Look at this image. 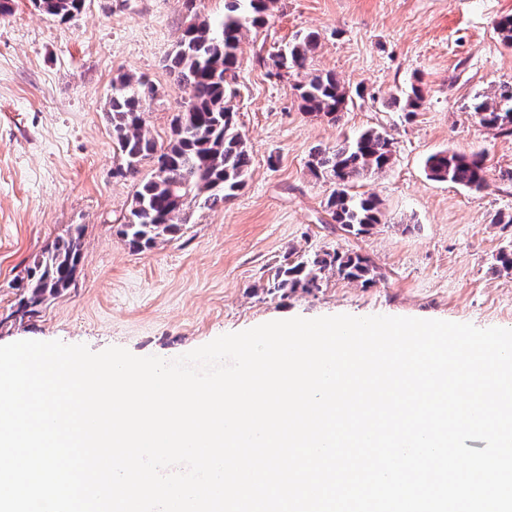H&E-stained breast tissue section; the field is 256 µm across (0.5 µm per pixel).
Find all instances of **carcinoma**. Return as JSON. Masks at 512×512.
Listing matches in <instances>:
<instances>
[{"instance_id":"cac0c4a2","label":"carcinoma","mask_w":512,"mask_h":512,"mask_svg":"<svg viewBox=\"0 0 512 512\" xmlns=\"http://www.w3.org/2000/svg\"><path fill=\"white\" fill-rule=\"evenodd\" d=\"M275 0H224L219 20L194 15L183 31L165 68L178 88L188 94L174 114L166 144L157 145L144 130L146 101L156 95L146 77L123 73L112 80L108 117L122 164L116 174L136 177L140 164L149 160L154 172L140 180L129 216L119 225V234L138 251L169 240L186 223V209L195 205L213 209L237 195L247 184L251 158L237 124L233 87L238 67V48L249 32L267 23ZM42 13L61 21L79 15L85 0H32ZM314 31L298 33L288 46L270 56L275 75L281 71L306 70L318 46ZM302 111L310 116L336 121L353 97L361 96L336 74L307 73L294 85ZM425 100L422 82L393 98L405 112L420 111ZM472 110L479 122L504 135H512V85L499 88L494 99L476 101ZM394 143L382 131L368 128L335 146L315 150L308 161L310 171L330 181L334 189L326 202L327 212L347 235H367L382 223L384 214L373 194L352 192L353 184L389 167ZM428 176L436 181L478 192L485 187L486 171L480 154L465 155L447 150L426 159ZM83 225L74 224L57 238L27 272L18 311L27 314L41 304L45 294L59 293L74 280L81 260ZM370 284L376 267L366 256L336 249L304 253L280 266L269 287L275 290L317 289L327 275Z\"/></svg>"}]
</instances>
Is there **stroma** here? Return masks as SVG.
<instances>
[{
    "label": "stroma",
    "mask_w": 512,
    "mask_h": 512,
    "mask_svg": "<svg viewBox=\"0 0 512 512\" xmlns=\"http://www.w3.org/2000/svg\"><path fill=\"white\" fill-rule=\"evenodd\" d=\"M0 15V345L20 340L122 347L174 359L260 324L338 314L387 315L512 329V136L481 125L469 105L512 84V48L496 22L512 0H276L266 27L238 51L237 122L251 155L245 188L224 206L191 208L173 239L137 251L117 232L136 180L107 119L112 80L147 75L157 96L145 129L165 143L186 99L165 62L192 14L220 19L224 0H85L63 22L31 0ZM300 31L320 45L309 68L360 87L339 122L305 114L296 76L268 77V57ZM422 80L420 112L391 96ZM374 127L394 141L392 164L369 176L386 223L354 237L325 210L332 184L307 168L314 149ZM480 152L486 187L429 179L425 160ZM83 225L82 260L66 290L17 311L35 259ZM337 249L369 257L375 283L329 278L285 295L268 282L290 253Z\"/></svg>",
    "instance_id": "stroma-1"
}]
</instances>
